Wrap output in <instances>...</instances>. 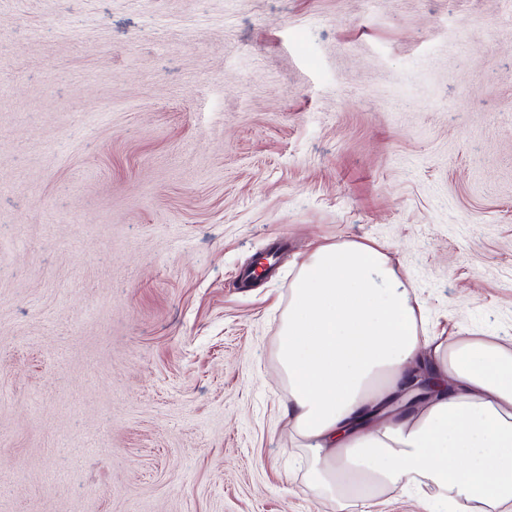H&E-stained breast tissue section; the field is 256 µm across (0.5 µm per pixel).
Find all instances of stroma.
<instances>
[{"label": "stroma", "instance_id": "stroma-1", "mask_svg": "<svg viewBox=\"0 0 512 512\" xmlns=\"http://www.w3.org/2000/svg\"><path fill=\"white\" fill-rule=\"evenodd\" d=\"M340 240L512 342V0H0V512H336L277 336Z\"/></svg>", "mask_w": 512, "mask_h": 512}]
</instances>
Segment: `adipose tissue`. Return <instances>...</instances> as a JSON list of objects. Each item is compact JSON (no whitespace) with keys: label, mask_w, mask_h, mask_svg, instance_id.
<instances>
[{"label":"adipose tissue","mask_w":512,"mask_h":512,"mask_svg":"<svg viewBox=\"0 0 512 512\" xmlns=\"http://www.w3.org/2000/svg\"><path fill=\"white\" fill-rule=\"evenodd\" d=\"M422 307L381 245L324 244L302 263L277 339L283 417L311 456V486L335 501L416 483L426 512L512 505V348L456 338L430 347ZM427 366L435 393L396 405Z\"/></svg>","instance_id":"adipose-tissue-1"}]
</instances>
